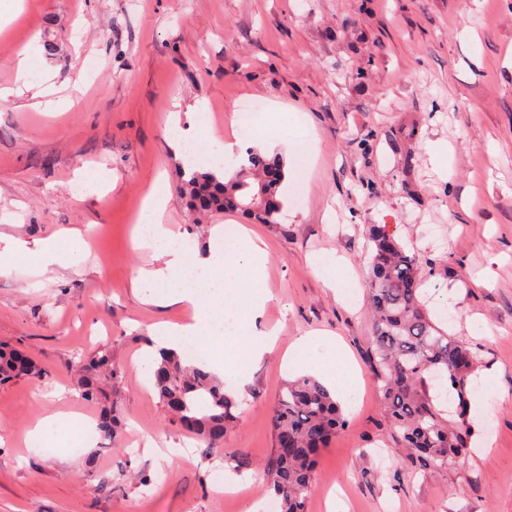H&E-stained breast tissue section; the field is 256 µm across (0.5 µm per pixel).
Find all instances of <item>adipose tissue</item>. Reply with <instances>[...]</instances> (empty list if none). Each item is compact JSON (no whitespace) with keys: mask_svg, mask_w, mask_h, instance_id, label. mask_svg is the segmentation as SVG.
<instances>
[{"mask_svg":"<svg viewBox=\"0 0 512 512\" xmlns=\"http://www.w3.org/2000/svg\"><path fill=\"white\" fill-rule=\"evenodd\" d=\"M167 201L165 183L155 180L144 198L133 243L150 251L157 264L142 269L140 276L153 285L161 305L191 306L194 317L185 324L155 325L147 357L153 361L161 351H178L191 343L206 362L212 347L220 344L224 362L216 366V373L244 381L250 364L272 354L278 340L277 330H262L257 324L272 298L261 278L266 252L261 241L245 231L231 237L218 232L207 257L189 260L193 244L165 226ZM282 360L289 373L315 376L337 399L355 401L358 368L335 337L322 333L300 337Z\"/></svg>","mask_w":512,"mask_h":512,"instance_id":"1","label":"adipose tissue"}]
</instances>
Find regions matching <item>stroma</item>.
<instances>
[{"label": "stroma", "instance_id": "35a3bbf8", "mask_svg": "<svg viewBox=\"0 0 512 512\" xmlns=\"http://www.w3.org/2000/svg\"><path fill=\"white\" fill-rule=\"evenodd\" d=\"M48 40L54 53L42 50ZM30 45L42 50L28 61L31 88L0 99V254L72 231L83 254L47 268L0 264V342L45 370L0 385V512H244L269 502L259 466L291 379L282 351L314 332L347 346L362 389L319 457L307 512H327L332 494L347 512H512V0H24L0 35V88L15 87ZM246 101L263 104L262 127L276 108L282 124L312 132L274 148L288 202L276 224L225 211L196 228L168 129L203 105L212 131L232 139ZM437 142L451 146L450 162L433 160ZM156 178L168 185L169 225L196 252L208 251L213 227L253 230L275 295L263 322L280 327L278 350L235 388L237 423L207 460L167 422L143 358L155 323L189 314L154 304L138 280L151 256L131 238ZM372 224L436 263L422 274L425 305L463 285L436 324L496 375L490 393L471 376L473 441L448 467L419 468L393 451L367 362ZM323 250L344 260L337 280L357 278L353 300L313 273L308 258ZM103 347L123 370L118 437L76 451L28 445L34 422L56 411L95 423L71 364ZM484 437L494 441L486 453ZM174 444L184 453L171 458ZM242 457L250 468H239ZM217 470L238 477L240 493L218 495Z\"/></svg>", "mask_w": 512, "mask_h": 512}]
</instances>
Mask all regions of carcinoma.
<instances>
[{
	"mask_svg": "<svg viewBox=\"0 0 512 512\" xmlns=\"http://www.w3.org/2000/svg\"><path fill=\"white\" fill-rule=\"evenodd\" d=\"M283 161L249 148L237 160L227 182L212 170H191L182 185L190 211L200 217L225 210L241 211L262 224L278 223L284 208ZM373 251L368 276L371 341L368 359L383 392L384 414L395 429L405 458L420 467L446 465L466 454L471 429L465 419L469 377L477 367L465 345L437 327L419 299L421 270L415 256L384 227L368 230ZM81 398L99 406L97 430L116 437L118 397L104 383L120 380V368L106 349L77 365ZM447 377L458 398V420L444 417L425 390V374ZM39 378L41 368L29 355L0 344V385L19 378ZM152 389L169 411V421L204 445L209 457L224 444L236 419L237 403L226 383L206 365L187 366L180 353L162 352L155 362ZM332 393L309 375L288 382L273 410L274 448L262 464L267 488L281 512H307L318 458L345 426Z\"/></svg>",
	"mask_w": 512,
	"mask_h": 512,
	"instance_id": "carcinoma-1",
	"label": "carcinoma"
}]
</instances>
